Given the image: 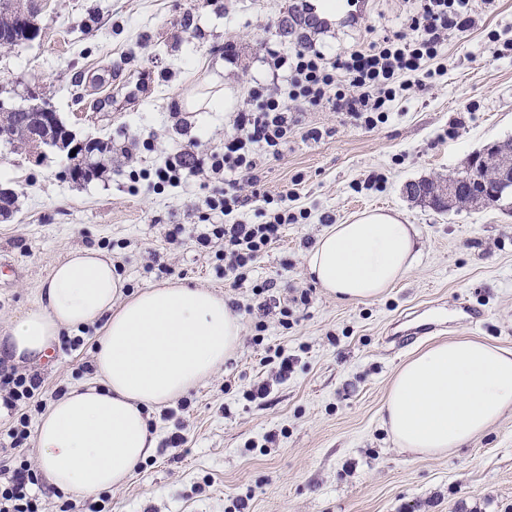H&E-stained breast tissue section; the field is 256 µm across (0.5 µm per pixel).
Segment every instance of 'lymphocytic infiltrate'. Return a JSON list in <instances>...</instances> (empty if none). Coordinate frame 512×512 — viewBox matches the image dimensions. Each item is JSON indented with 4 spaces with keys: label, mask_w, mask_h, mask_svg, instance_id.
<instances>
[{
    "label": "lymphocytic infiltrate",
    "mask_w": 512,
    "mask_h": 512,
    "mask_svg": "<svg viewBox=\"0 0 512 512\" xmlns=\"http://www.w3.org/2000/svg\"><path fill=\"white\" fill-rule=\"evenodd\" d=\"M474 23L470 0H416L405 26L391 30L372 26V41L326 54L310 35L293 51L269 49L271 65L280 77L272 84L247 90V108L233 113L232 130L222 146L198 152H176L157 167L130 169L128 189L147 184L161 193L200 177L213 189L204 199L218 224L185 230L175 225L168 244L190 234L198 247L224 263L231 287L251 283L255 264L280 238L287 224L306 220L293 201L295 189L277 193L260 190L257 171L264 157H280L298 124V108L325 109L345 115L371 130L386 123L392 108L411 90H424L447 69L448 34ZM252 285L260 310H269L274 281ZM44 380L38 372H20L0 364V409L11 419L5 431L10 452L0 457V512H44L37 491L39 474L25 458L31 435L30 413L42 411Z\"/></svg>",
    "instance_id": "obj_1"
}]
</instances>
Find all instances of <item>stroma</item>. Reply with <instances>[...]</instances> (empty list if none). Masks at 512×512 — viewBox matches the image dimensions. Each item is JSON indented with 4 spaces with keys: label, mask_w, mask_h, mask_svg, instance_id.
<instances>
[{
    "label": "stroma",
    "mask_w": 512,
    "mask_h": 512,
    "mask_svg": "<svg viewBox=\"0 0 512 512\" xmlns=\"http://www.w3.org/2000/svg\"><path fill=\"white\" fill-rule=\"evenodd\" d=\"M289 0H39V41L0 50V98L27 90L50 100L78 141L111 140L102 175L72 180L65 153L34 161L0 145V186L17 201L0 216V330L35 307L54 264L78 248L102 251L119 267L125 293L169 281L208 288L248 304L249 285L229 288L220 262L191 239L170 246L173 224L209 213L197 179L160 195H130L131 167L159 165L192 141L222 142L228 113L245 104L250 82L271 83L265 48L292 47L299 34ZM476 24L448 34V71L436 86L396 105L375 129L319 109L300 114L303 131L258 176L275 193L299 180L296 208L309 217L285 225L261 257L255 279H274L280 298L308 290L290 327L278 314L242 313L240 345L184 412L186 442L160 448L143 473L110 489L105 512H512V414L444 458L402 451L382 408L399 366L420 348L469 336L512 349V209L463 206L438 212L405 187L464 171L486 145L512 139V0H473ZM406 0H372L361 27L331 30L329 53L377 22H398ZM497 42H490L489 33ZM233 44V56L224 53ZM222 93L225 111L192 112L190 98ZM152 140L145 150L143 140ZM376 184H367L369 174ZM401 214L418 231L414 270L381 297L343 303L307 274L305 256L327 223L366 209ZM171 267L158 271L157 260ZM482 312L473 321L470 308ZM264 322L262 344L252 341ZM426 331L392 347L388 337ZM294 355L288 380L275 381L271 348ZM33 369L47 391L92 378V349ZM271 384L249 401L246 390ZM274 442H266V435Z\"/></svg>",
    "instance_id": "obj_1"
}]
</instances>
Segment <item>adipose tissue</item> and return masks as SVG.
I'll return each instance as SVG.
<instances>
[{"mask_svg":"<svg viewBox=\"0 0 512 512\" xmlns=\"http://www.w3.org/2000/svg\"><path fill=\"white\" fill-rule=\"evenodd\" d=\"M418 234L367 209L325 229L306 255L315 281L346 302L372 300L415 266ZM110 258L79 249L56 263L36 306L0 336V358L45 357L62 331L94 326L95 378L55 400L34 453L54 489L84 496L124 485L157 446L146 415L188 394L231 358L240 316L206 288L166 284L123 296ZM399 448L441 458L512 413V349L466 336L427 347L398 370L384 406Z\"/></svg>","mask_w":512,"mask_h":512,"instance_id":"obj_1","label":"adipose tissue"}]
</instances>
